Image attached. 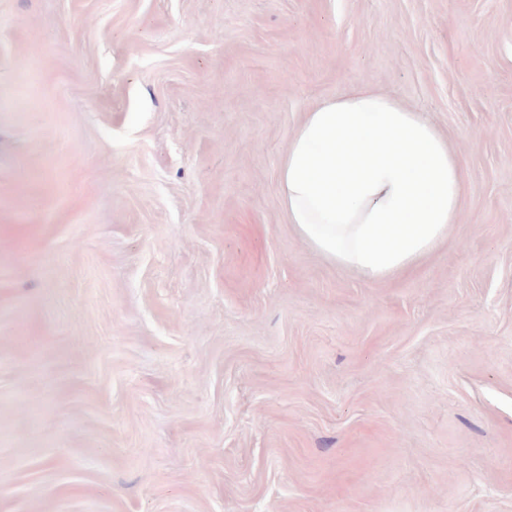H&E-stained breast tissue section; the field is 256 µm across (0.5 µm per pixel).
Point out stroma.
<instances>
[{"instance_id": "obj_1", "label": "stroma", "mask_w": 512, "mask_h": 512, "mask_svg": "<svg viewBox=\"0 0 512 512\" xmlns=\"http://www.w3.org/2000/svg\"><path fill=\"white\" fill-rule=\"evenodd\" d=\"M359 86L465 165L381 281L280 202ZM0 512H512V0H0Z\"/></svg>"}]
</instances>
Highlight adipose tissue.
<instances>
[{"label":"adipose tissue","instance_id":"ef3b65f1","mask_svg":"<svg viewBox=\"0 0 512 512\" xmlns=\"http://www.w3.org/2000/svg\"><path fill=\"white\" fill-rule=\"evenodd\" d=\"M301 238L372 280L413 268L461 214L464 165L421 113L359 88L322 101L279 169Z\"/></svg>","mask_w":512,"mask_h":512}]
</instances>
